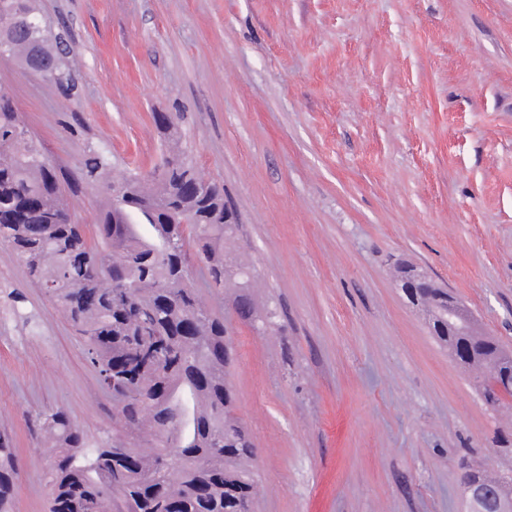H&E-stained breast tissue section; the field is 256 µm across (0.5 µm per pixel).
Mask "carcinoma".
Returning a JSON list of instances; mask_svg holds the SVG:
<instances>
[{"mask_svg": "<svg viewBox=\"0 0 512 512\" xmlns=\"http://www.w3.org/2000/svg\"><path fill=\"white\" fill-rule=\"evenodd\" d=\"M22 10L41 25L13 40L23 68L38 58L60 60L53 80L72 87L56 40L36 0H0V20ZM170 143L164 169L149 178L130 171L109 177L106 155L87 145L76 177L64 184L41 143L24 134L10 96L0 91V242L12 247L29 277L83 338L89 363L112 390L131 436L146 428L151 446L132 463L110 465L107 440L91 442L61 409L38 414L50 439L45 476L48 512H253L258 492L255 446L235 415L227 375L233 339L212 314L190 274L186 245L205 260L210 287L234 291L240 317L258 318L249 289L254 269L236 251L239 215L224 186L205 179L179 148L166 114L154 116ZM86 185L105 199L99 240L88 242L70 213L68 193ZM437 341L464 357L484 381L480 391L497 410L512 398V353L477 335L471 315L448 335V289L432 285L419 296ZM19 469L16 449L0 435V512H10ZM495 484L502 512H512V477L466 467L463 484Z\"/></svg>", "mask_w": 512, "mask_h": 512, "instance_id": "obj_1", "label": "carcinoma"}]
</instances>
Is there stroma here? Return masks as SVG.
I'll use <instances>...</instances> for the list:
<instances>
[{
  "instance_id": "obj_1",
  "label": "stroma",
  "mask_w": 512,
  "mask_h": 512,
  "mask_svg": "<svg viewBox=\"0 0 512 512\" xmlns=\"http://www.w3.org/2000/svg\"><path fill=\"white\" fill-rule=\"evenodd\" d=\"M76 89L0 58L64 177L85 145L150 173L174 117L240 215L266 332L191 271L232 330L229 381L257 452L256 512H466L462 463L512 471L492 410L396 288L401 258L512 351V0H40ZM23 294L13 306L9 292ZM31 325H24V318ZM116 433L68 318L0 242V433L13 512H47L36 415ZM18 479L16 448L8 437L0 435V512H10Z\"/></svg>"
}]
</instances>
